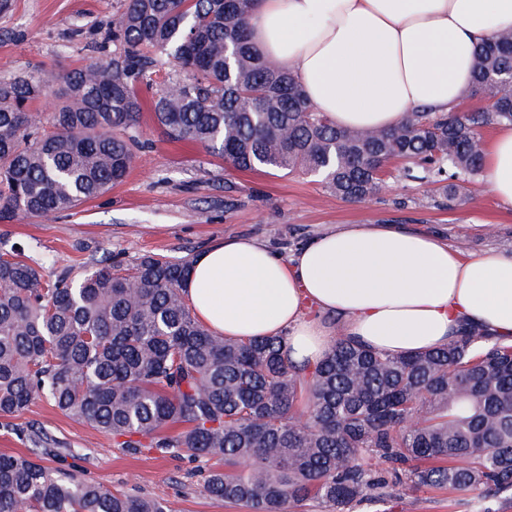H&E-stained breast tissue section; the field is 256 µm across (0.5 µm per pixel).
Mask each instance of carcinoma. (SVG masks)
<instances>
[{
  "label": "carcinoma",
  "instance_id": "obj_1",
  "mask_svg": "<svg viewBox=\"0 0 512 512\" xmlns=\"http://www.w3.org/2000/svg\"><path fill=\"white\" fill-rule=\"evenodd\" d=\"M254 0H125L112 58L68 71L60 89L0 82V220L48 219L122 182L139 84L154 119L237 170L322 176L363 202L385 165L454 200L484 173L480 131L512 125V31L477 44L474 110L415 111L391 129H339L293 75L251 42ZM172 64L158 75L157 56ZM50 95L52 111L35 112ZM191 260H97L52 280L24 248L0 252V417L44 399L129 453L211 463L205 495L255 512L307 501L353 512L423 487L512 494V342L472 329L391 356L341 338L296 366L279 337L227 340L194 316ZM0 512H169L154 497L61 475L39 454L0 455Z\"/></svg>",
  "mask_w": 512,
  "mask_h": 512
}]
</instances>
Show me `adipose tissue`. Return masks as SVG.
I'll use <instances>...</instances> for the list:
<instances>
[{"label": "adipose tissue", "instance_id": "ef3b65f1", "mask_svg": "<svg viewBox=\"0 0 512 512\" xmlns=\"http://www.w3.org/2000/svg\"><path fill=\"white\" fill-rule=\"evenodd\" d=\"M511 30L512 0H257L250 34L334 126L390 129L416 109L457 105L475 44ZM488 171L512 207V126L498 127ZM184 294L216 335L282 337L297 365L342 336L389 355L448 344L466 325L512 338V253L466 260L386 224H341L289 256L225 237L194 258Z\"/></svg>", "mask_w": 512, "mask_h": 512}]
</instances>
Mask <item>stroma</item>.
<instances>
[{"instance_id":"1","label":"stroma","mask_w":512,"mask_h":512,"mask_svg":"<svg viewBox=\"0 0 512 512\" xmlns=\"http://www.w3.org/2000/svg\"><path fill=\"white\" fill-rule=\"evenodd\" d=\"M123 0H10L0 13V81L21 74L61 76L112 55L106 38ZM155 88L140 85L143 104L132 136L140 142L126 178L104 194L51 220L0 221V249L21 244L46 277L80 278L87 262L125 263L146 253L193 257L227 236L258 238L287 255L336 224H398L432 235L461 255L512 252V209L481 181L474 196L450 205L401 176V162L385 168L379 192L364 202L330 193L313 174L238 171L200 145L166 138L149 109ZM43 433L44 462L57 470L78 466L84 478L111 489L161 498L171 512H247L201 491L204 463L186 458L129 455L111 436L34 401L19 416L0 417V454L29 452L30 431ZM358 512H512V496L422 488Z\"/></svg>"}]
</instances>
